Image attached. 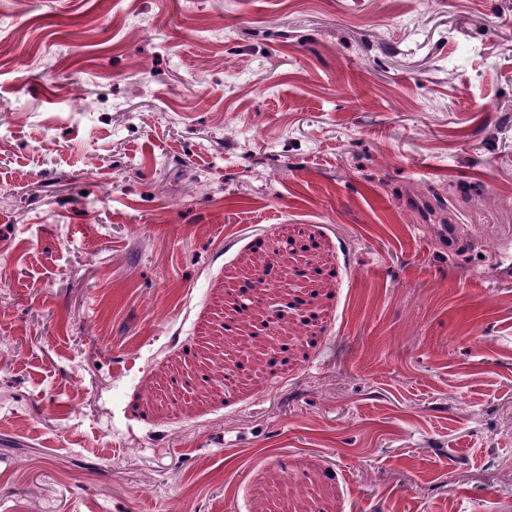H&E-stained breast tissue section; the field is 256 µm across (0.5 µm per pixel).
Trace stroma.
<instances>
[{
  "mask_svg": "<svg viewBox=\"0 0 512 512\" xmlns=\"http://www.w3.org/2000/svg\"><path fill=\"white\" fill-rule=\"evenodd\" d=\"M0 275V512H512V0H0Z\"/></svg>",
  "mask_w": 512,
  "mask_h": 512,
  "instance_id": "35a3bbf8",
  "label": "stroma"
}]
</instances>
